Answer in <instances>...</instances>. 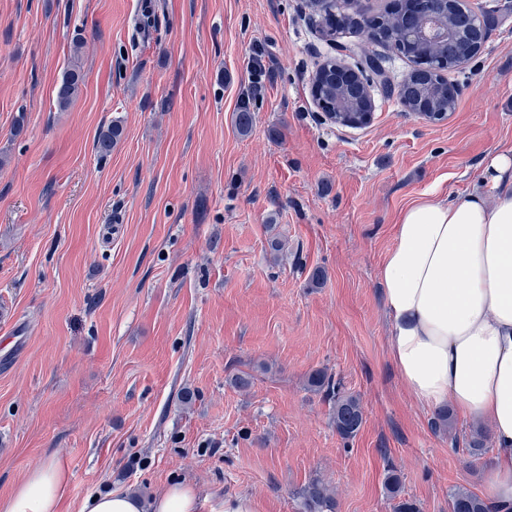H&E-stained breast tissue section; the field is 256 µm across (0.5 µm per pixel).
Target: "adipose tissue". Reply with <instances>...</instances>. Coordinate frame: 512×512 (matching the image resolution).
I'll return each instance as SVG.
<instances>
[{
    "mask_svg": "<svg viewBox=\"0 0 512 512\" xmlns=\"http://www.w3.org/2000/svg\"><path fill=\"white\" fill-rule=\"evenodd\" d=\"M493 196H486L484 186ZM388 352L406 390L425 408L452 406L488 423L491 502L512 505V149L490 156L463 199H424L402 212L380 273ZM69 472L53 457L0 499V512H62ZM193 487L152 501L98 493L80 512H198Z\"/></svg>",
    "mask_w": 512,
    "mask_h": 512,
    "instance_id": "obj_1",
    "label": "adipose tissue"
}]
</instances>
